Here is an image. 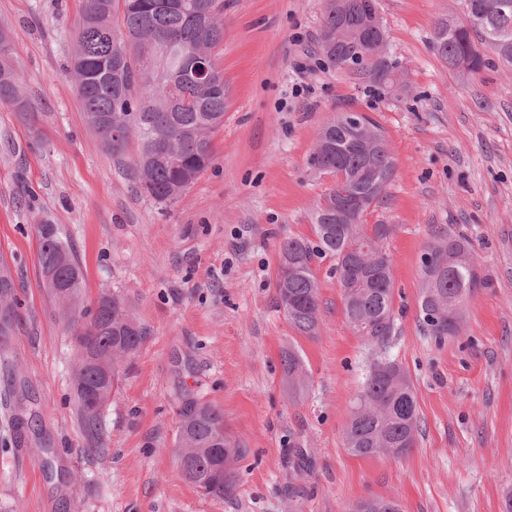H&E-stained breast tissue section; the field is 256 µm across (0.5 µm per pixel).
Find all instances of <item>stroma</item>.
<instances>
[{
  "label": "stroma",
  "mask_w": 512,
  "mask_h": 512,
  "mask_svg": "<svg viewBox=\"0 0 512 512\" xmlns=\"http://www.w3.org/2000/svg\"><path fill=\"white\" fill-rule=\"evenodd\" d=\"M388 50L411 91L371 92L316 52L325 0H224V125L214 161L177 202L145 194L136 145L116 157L89 127L69 71L80 0H0L16 69L36 112L0 105V254L17 282L9 350L36 430L0 405V512H350L396 497L402 512H501L512 490V68L453 69L433 48L436 23L463 0H378ZM385 129L395 174L366 218L389 224L395 330L385 352L413 383L422 434L402 457L350 455L343 429L376 350L343 314L334 259L316 262L317 336L296 334L275 305L278 246L312 237L311 214L332 184L307 158L340 110ZM60 225L84 272V308L123 295L147 335L102 414L109 453L91 443L75 404V351L47 294L36 226ZM455 225L485 284L466 301L458 335L418 326L420 260L433 229ZM295 348L308 382L291 390L281 362ZM206 402L244 450L224 498L180 474L183 406Z\"/></svg>",
  "instance_id": "35a3bbf8"
}]
</instances>
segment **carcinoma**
Returning a JSON list of instances; mask_svg holds the SVG:
<instances>
[{"mask_svg":"<svg viewBox=\"0 0 512 512\" xmlns=\"http://www.w3.org/2000/svg\"><path fill=\"white\" fill-rule=\"evenodd\" d=\"M464 20L442 19L434 32L438 55L462 73H479L490 51L512 65V0H463ZM388 35L377 0H328L319 46L338 70L366 78L379 89L406 92L391 77L397 63L382 56L367 69L371 47ZM15 33L0 38V104L31 112L14 67ZM224 40L223 0H80V16L70 72L88 125L112 154L138 143L135 162L140 188L164 203L179 200L213 162L212 136L224 125V74L209 61L207 78L188 75L187 59L196 52L212 56ZM351 112H338L321 128L307 164L334 184L312 213L314 240L289 237L279 244L275 300L300 336L314 337L320 325V286L314 262L336 260L344 315L351 329L378 347L394 329L391 261L384 249L391 228L367 224L395 173V159L383 127L358 114L361 133L349 130ZM37 259L52 300L70 303L78 358L73 370L77 412L85 432L102 447L101 412L117 391L120 368L137 351L146 328L123 296L103 292L93 316L82 322L84 274L81 264L49 222L37 225ZM419 326L438 343L454 334L450 316L484 284L469 239L449 227L433 231L421 260ZM12 273L0 270V343L13 332L18 313ZM288 384L301 389L307 371L292 348L283 356ZM416 396L408 373L392 361L374 363L345 428V448L353 456H403L420 436ZM188 455L180 469L204 475L215 467L224 478L207 494L222 498L236 488L237 464L244 451L224 431V413L210 404L189 403L181 410L177 435ZM354 512H400L392 497L359 502Z\"/></svg>","mask_w":512,"mask_h":512,"instance_id":"obj_1","label":"carcinoma"}]
</instances>
